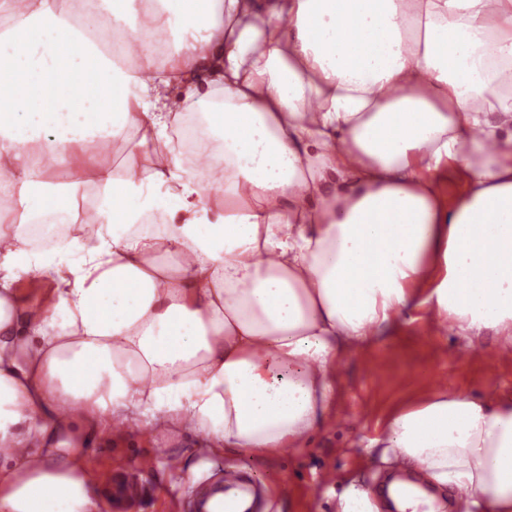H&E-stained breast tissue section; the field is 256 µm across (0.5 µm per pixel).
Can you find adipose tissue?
Instances as JSON below:
<instances>
[{"label": "adipose tissue", "mask_w": 512, "mask_h": 512, "mask_svg": "<svg viewBox=\"0 0 512 512\" xmlns=\"http://www.w3.org/2000/svg\"><path fill=\"white\" fill-rule=\"evenodd\" d=\"M0 52V512H108L75 429L308 447L406 312L512 335V0H0ZM368 445L512 512L511 395Z\"/></svg>", "instance_id": "1"}]
</instances>
